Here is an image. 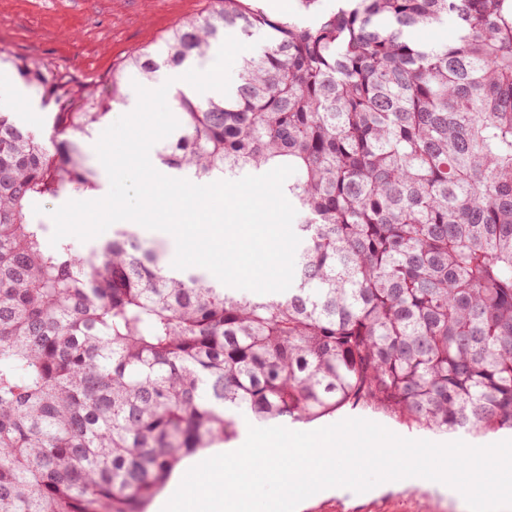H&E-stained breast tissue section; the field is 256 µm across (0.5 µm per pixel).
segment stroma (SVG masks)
I'll return each mask as SVG.
<instances>
[{"instance_id": "obj_1", "label": "stroma", "mask_w": 512, "mask_h": 512, "mask_svg": "<svg viewBox=\"0 0 512 512\" xmlns=\"http://www.w3.org/2000/svg\"><path fill=\"white\" fill-rule=\"evenodd\" d=\"M214 0H0V50L47 61L77 80L94 83L109 76L130 55L145 48L161 49L178 23L204 14ZM0 107L14 110L21 123L39 137L49 135L52 104L31 93L9 67L0 68ZM356 417L377 422L410 439L437 443L462 440L474 446L512 439L501 429L476 437L436 433L390 419L369 409H343L310 423L296 422V431L316 430ZM297 512H467L465 501L432 487L430 480L389 481L356 493H326L304 500Z\"/></svg>"}]
</instances>
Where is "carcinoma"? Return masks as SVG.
Instances as JSON below:
<instances>
[{
	"label": "carcinoma",
	"instance_id": "1",
	"mask_svg": "<svg viewBox=\"0 0 512 512\" xmlns=\"http://www.w3.org/2000/svg\"><path fill=\"white\" fill-rule=\"evenodd\" d=\"M311 24L217 0L89 87L3 58L53 101L45 142L0 112V512H145L233 412L370 408L512 430V0H346ZM451 19L456 39L413 33ZM262 33L228 94L178 99L162 161L201 180L280 165L291 287L239 295L162 265L134 225L82 254L33 217L97 187L85 138L133 74Z\"/></svg>",
	"mask_w": 512,
	"mask_h": 512
}]
</instances>
